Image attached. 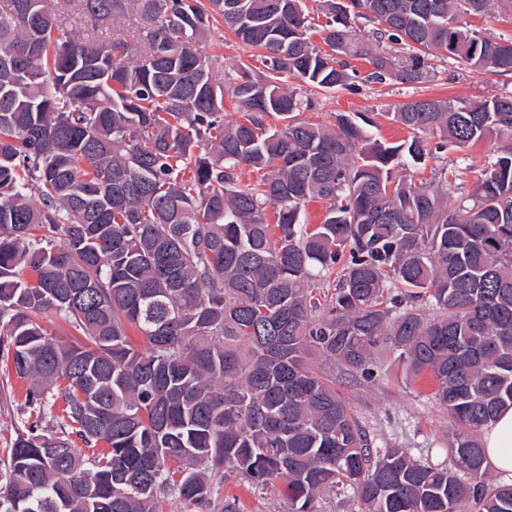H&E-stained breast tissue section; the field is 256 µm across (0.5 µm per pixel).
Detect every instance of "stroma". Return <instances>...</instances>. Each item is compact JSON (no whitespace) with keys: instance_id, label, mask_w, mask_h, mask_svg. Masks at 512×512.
Returning a JSON list of instances; mask_svg holds the SVG:
<instances>
[{"instance_id":"obj_1","label":"stroma","mask_w":512,"mask_h":512,"mask_svg":"<svg viewBox=\"0 0 512 512\" xmlns=\"http://www.w3.org/2000/svg\"><path fill=\"white\" fill-rule=\"evenodd\" d=\"M205 53L218 56L216 75L226 90L224 111L228 119H238L231 90L234 71L240 63H251L252 50L239 42L223 25H215ZM429 77L423 82L406 84L391 78L382 84L357 83L350 90L324 92L307 88L306 94L314 106L304 112L303 118L313 123L333 121L340 112H360L375 121L370 132L374 138L398 143L408 138L407 130L388 121L385 113L399 104L420 98H454L479 100L493 95L512 94V76L475 72L460 66L454 59L427 57ZM499 144L498 138L485 139L467 153L444 152L429 158L425 167H407L406 177L413 180L431 178L434 171L445 168L456 174V182L464 190H472L475 171L466 169L463 158L471 156L476 164L491 160ZM377 369L374 377L340 367L329 368L319 357L310 363L317 370H329L336 387L350 404L361 427L365 430L375 451L389 448L406 449L414 458L432 464L448 461L446 446L455 425L448 413L432 397L426 379L411 382L395 355L386 348L375 354ZM25 382L19 380L10 363L0 356V465L7 463L8 450L23 425L27 412ZM157 512H289V504L279 491L261 492L237 479H227L211 499L208 510L178 496L161 497Z\"/></svg>"}]
</instances>
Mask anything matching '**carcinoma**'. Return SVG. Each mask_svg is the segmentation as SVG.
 Returning a JSON list of instances; mask_svg holds the SVG:
<instances>
[{
    "mask_svg": "<svg viewBox=\"0 0 512 512\" xmlns=\"http://www.w3.org/2000/svg\"><path fill=\"white\" fill-rule=\"evenodd\" d=\"M73 8L93 22L78 37L59 24ZM321 8L318 47L303 0H0V350L53 421L14 440L0 512H155L173 493L206 506L228 472L281 483L291 512L340 486L364 512H512L478 439L512 405V95L398 105L386 117L411 136L395 144L345 113L302 120L311 100L284 86L349 87L358 57L366 81L427 77L420 57L397 69L355 39V18L378 43L511 74L512 41L462 18L512 15V0ZM129 14L134 57L97 28ZM220 19L261 64L239 67L232 122L201 51ZM494 135L506 144L451 208L448 170L446 194L396 175ZM311 200L315 225L301 222ZM338 264L323 302L316 278ZM50 314L81 340H58ZM382 346L434 382L457 424L451 466L373 456L309 365L371 376Z\"/></svg>",
    "mask_w": 512,
    "mask_h": 512,
    "instance_id": "1",
    "label": "carcinoma"
}]
</instances>
